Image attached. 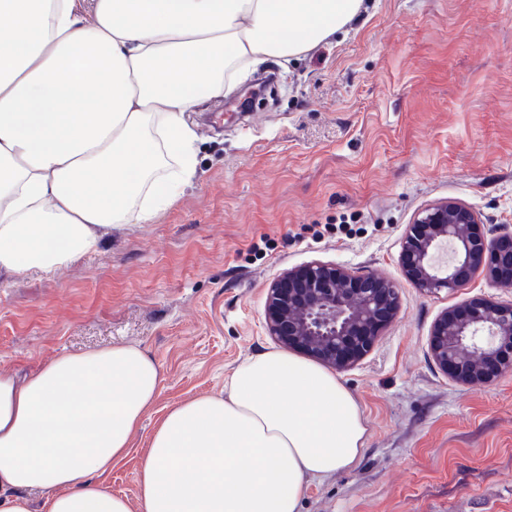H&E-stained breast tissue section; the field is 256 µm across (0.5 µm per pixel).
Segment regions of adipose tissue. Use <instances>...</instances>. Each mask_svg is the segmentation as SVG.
<instances>
[{
  "instance_id": "1",
  "label": "adipose tissue",
  "mask_w": 512,
  "mask_h": 512,
  "mask_svg": "<svg viewBox=\"0 0 512 512\" xmlns=\"http://www.w3.org/2000/svg\"><path fill=\"white\" fill-rule=\"evenodd\" d=\"M363 0H0V271L50 274L115 224H149L197 174L190 112L270 58L326 42ZM135 345L0 369V512H299L352 468L368 420L336 374L250 355L177 404L138 470L105 478L160 393ZM40 502H33V495Z\"/></svg>"
}]
</instances>
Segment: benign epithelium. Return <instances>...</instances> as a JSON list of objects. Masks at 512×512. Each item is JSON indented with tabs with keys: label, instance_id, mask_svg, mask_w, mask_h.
<instances>
[{
	"label": "benign epithelium",
	"instance_id": "7a95c632",
	"mask_svg": "<svg viewBox=\"0 0 512 512\" xmlns=\"http://www.w3.org/2000/svg\"><path fill=\"white\" fill-rule=\"evenodd\" d=\"M444 243L455 251L453 262L441 269L434 253ZM400 262L407 281L427 295L443 289L455 294L480 274L496 286L504 283L499 269L512 268V233L489 236L479 213L446 198L415 215L402 240ZM399 305L393 282L334 262H315L285 271L270 285L264 320L284 349L345 370L372 349ZM505 344L512 347V302L496 304L481 295L447 308L430 334L436 364L453 381L469 386L512 370V359L496 361Z\"/></svg>",
	"mask_w": 512,
	"mask_h": 512
}]
</instances>
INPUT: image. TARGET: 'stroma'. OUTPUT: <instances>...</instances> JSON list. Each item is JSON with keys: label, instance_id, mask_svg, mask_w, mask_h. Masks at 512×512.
Instances as JSON below:
<instances>
[{"label": "stroma", "instance_id": "35a3bbf8", "mask_svg": "<svg viewBox=\"0 0 512 512\" xmlns=\"http://www.w3.org/2000/svg\"><path fill=\"white\" fill-rule=\"evenodd\" d=\"M347 33L270 59L264 106L195 110L197 176L152 224H116L96 252L50 275H0V367L27 372L115 343L160 363L163 382L107 478L137 494L153 431L174 404L218 396L248 356L285 269L332 261L393 280L401 309L338 374L368 419L357 464L312 484L300 512H512V371L454 383L429 349L443 309L512 284L475 277L421 294L399 265L415 213L443 198L512 231V0H366Z\"/></svg>", "mask_w": 512, "mask_h": 512}]
</instances>
